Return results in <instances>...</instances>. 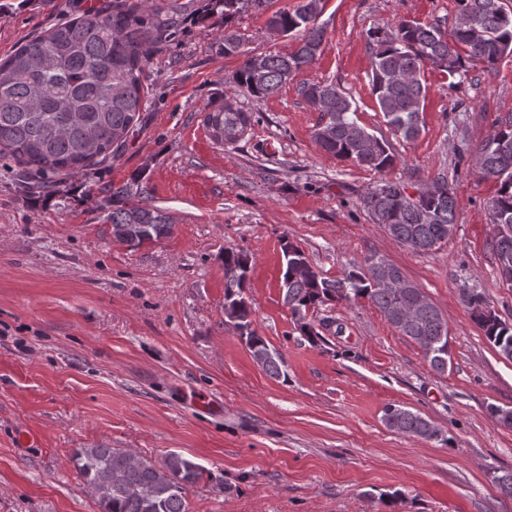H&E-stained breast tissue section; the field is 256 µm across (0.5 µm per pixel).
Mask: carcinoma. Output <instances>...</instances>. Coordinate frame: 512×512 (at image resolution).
<instances>
[{"label":"carcinoma","instance_id":"obj_1","mask_svg":"<svg viewBox=\"0 0 512 512\" xmlns=\"http://www.w3.org/2000/svg\"><path fill=\"white\" fill-rule=\"evenodd\" d=\"M266 0H205L197 17L208 19L219 9L224 18L260 7ZM451 36L434 25L402 21L388 29H371L370 85L376 104L394 133L406 140L423 129L427 86L421 72L427 64L464 77L468 64L493 67L512 55V8L507 0H457ZM321 0H299L292 11H276L268 24L285 35L297 34L291 52L263 54L260 68L241 50L243 37L224 31V54H244L230 83L264 98L277 92L320 55L325 32L315 12ZM174 18L159 19L146 0H112L107 9H92L68 18L46 34L0 60V160L15 164V188L29 197L55 191L62 180L88 177L96 166L126 147L148 103L144 71L176 34ZM308 105L320 112L313 139L325 153L377 173L393 166L389 143L358 122L351 99L330 82L299 84ZM253 123V113L230 102L205 111L204 124L213 141L234 144ZM481 173L498 183L487 203L495 238L497 264L512 260V119L495 125L477 150ZM144 178L134 176L113 185L103 199V219L113 238L138 248L173 233L164 210L144 202ZM374 224L398 242L427 252L452 236L457 201L445 175L407 194L405 185L383 179L362 198ZM281 296L295 330L312 344L322 336L308 320L310 310L325 304L371 302L401 335L420 347L432 369L444 373L451 362L448 324L440 309L397 265L376 253L364 264L330 279L317 272L305 252L283 245ZM224 318L244 339L254 361L272 378H287L283 354L253 328V307L246 296L250 256L226 248ZM471 320L497 353L512 360V323L489 309L483 292L461 289ZM385 426L423 440L446 442L442 429L411 409L389 405ZM73 461L79 476L97 497L101 512H188L186 495L204 468L172 451L156 462L124 448H77Z\"/></svg>","mask_w":512,"mask_h":512}]
</instances>
